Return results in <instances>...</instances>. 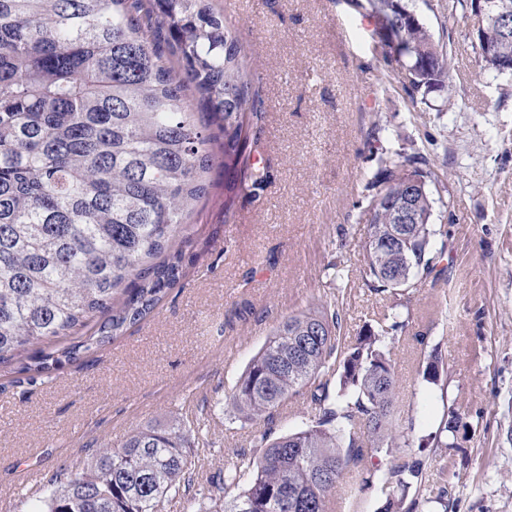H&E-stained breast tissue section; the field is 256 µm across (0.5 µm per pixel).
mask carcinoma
<instances>
[{
  "label": "carcinoma",
  "instance_id": "carcinoma-1",
  "mask_svg": "<svg viewBox=\"0 0 512 512\" xmlns=\"http://www.w3.org/2000/svg\"><path fill=\"white\" fill-rule=\"evenodd\" d=\"M369 7L381 29L403 30L388 47L412 90L443 87L447 53L409 0ZM484 39L487 52L512 57V34L504 37L498 21L487 23ZM254 82L237 28L211 0H0V362L33 347L27 370L49 376L143 320L180 281L188 219L215 160L237 177L226 184V219L229 193L267 177L250 162L260 117ZM411 174L431 176L386 165L373 184L399 199ZM434 206L426 188L417 196L420 223L398 224L388 206L369 200L362 217L370 293L427 286L446 253L435 248ZM117 293L124 300L115 307ZM98 314L106 319L86 339L39 348ZM402 327L386 314L345 344L327 302L283 318L230 404L238 419L263 423V441L291 396L309 393L319 418L273 440L257 462L236 453L200 497L224 494V512H333L340 481L355 473L363 488L380 485L384 512H404L421 463L364 465L409 446L393 421L398 376L385 345ZM421 367L424 381H440L438 349ZM190 436L172 419L134 432L120 448H98L49 478L32 512H160L170 491L192 485Z\"/></svg>",
  "mask_w": 512,
  "mask_h": 512
}]
</instances>
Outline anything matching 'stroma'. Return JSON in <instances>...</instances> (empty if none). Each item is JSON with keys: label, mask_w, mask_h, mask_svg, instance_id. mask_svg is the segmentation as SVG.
I'll use <instances>...</instances> for the list:
<instances>
[{"label": "stroma", "mask_w": 512, "mask_h": 512, "mask_svg": "<svg viewBox=\"0 0 512 512\" xmlns=\"http://www.w3.org/2000/svg\"><path fill=\"white\" fill-rule=\"evenodd\" d=\"M252 51L267 180L236 194L224 221V167L189 224L185 275L122 335L52 377L0 363V512H30L50 478L132 430L177 419L199 427L196 478L218 475L237 449L259 458L263 428L228 397L272 329L334 300L345 339L382 312L403 328L391 350L399 378V457L422 459L410 512H512V75L481 70L463 0H417L451 58L443 88L411 93L359 0H214ZM424 158L444 273L405 296L364 285L370 181L388 162ZM442 352L444 375L419 363ZM453 447H420L449 409Z\"/></svg>", "instance_id": "stroma-1"}]
</instances>
